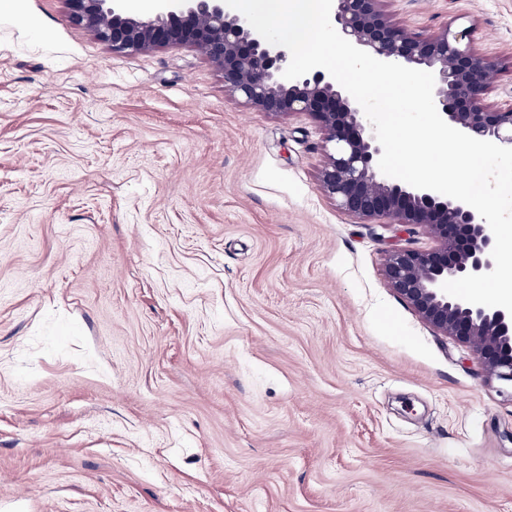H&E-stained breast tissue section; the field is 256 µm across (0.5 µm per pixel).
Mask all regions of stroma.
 Listing matches in <instances>:
<instances>
[{
    "label": "stroma",
    "instance_id": "1",
    "mask_svg": "<svg viewBox=\"0 0 512 512\" xmlns=\"http://www.w3.org/2000/svg\"><path fill=\"white\" fill-rule=\"evenodd\" d=\"M379 7L472 27L512 106V0ZM322 137L0 13V512H512V399L384 275L430 230L345 214Z\"/></svg>",
    "mask_w": 512,
    "mask_h": 512
}]
</instances>
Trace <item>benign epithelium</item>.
Instances as JSON below:
<instances>
[{
    "mask_svg": "<svg viewBox=\"0 0 512 512\" xmlns=\"http://www.w3.org/2000/svg\"><path fill=\"white\" fill-rule=\"evenodd\" d=\"M124 0H66L72 22L115 54L151 52L179 44L198 48L224 74V89L268 113H302L323 132L318 180L346 213L377 224L424 225L435 248L389 252L390 288L438 332L473 346L485 370L512 388V315L501 307L451 297L441 284L494 268V236L469 205L389 180L379 167L382 148L354 98L321 68L283 77L289 50L265 41L224 0H167L150 15L133 16ZM380 0H333L334 28L383 62L434 75V102L444 121L479 139L512 148V107L488 102L494 65L472 47L473 31L445 24L433 34L408 33L391 23Z\"/></svg>",
    "mask_w": 512,
    "mask_h": 512,
    "instance_id": "7a95c632",
    "label": "benign epithelium"
}]
</instances>
